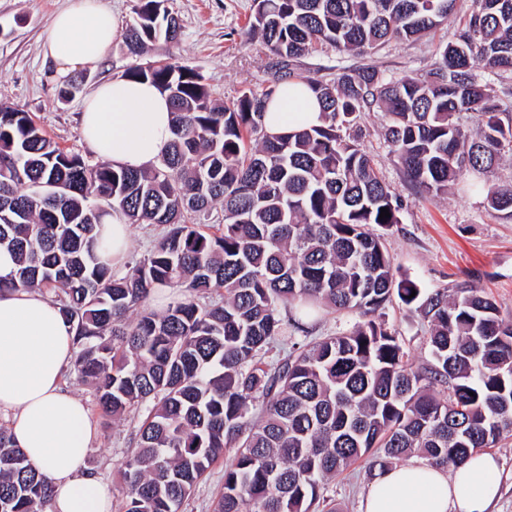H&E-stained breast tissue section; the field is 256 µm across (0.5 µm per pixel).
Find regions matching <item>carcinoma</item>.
I'll return each instance as SVG.
<instances>
[{"label": "carcinoma", "instance_id": "cac0c4a2", "mask_svg": "<svg viewBox=\"0 0 512 512\" xmlns=\"http://www.w3.org/2000/svg\"><path fill=\"white\" fill-rule=\"evenodd\" d=\"M164 2L137 0L121 50L137 57L178 41ZM454 4L253 0L247 35L277 57L264 92L217 104L198 72L167 57L127 70L173 105L170 143L148 170L91 163L29 112L0 104V249L16 262L0 291L54 293L74 331V371L97 405L140 417L118 512H181L227 452L214 512H336L324 486L361 459L370 477L411 454L457 467L512 439V320L467 282L449 295L397 277L372 226L401 222L400 195L361 148L359 126L361 114L386 112L384 140L411 189L444 194L466 173L480 188L512 156V112L495 89L512 80V0H472L419 76L388 79L364 64L324 81L293 67L323 45L364 56L393 38L419 40ZM476 56L497 83L475 73ZM295 83L313 92L325 122L271 136L268 104ZM462 112L477 126L461 124ZM485 200L512 219V181L488 186ZM216 202L224 224L208 233L202 218ZM114 211L163 227L122 275L96 240ZM159 288L172 300L157 312ZM395 297L429 325L432 363L422 370L380 320ZM323 311L361 320L310 340L304 321ZM284 337L289 353L268 360ZM51 499L47 477L0 426V512H44Z\"/></svg>", "mask_w": 512, "mask_h": 512}]
</instances>
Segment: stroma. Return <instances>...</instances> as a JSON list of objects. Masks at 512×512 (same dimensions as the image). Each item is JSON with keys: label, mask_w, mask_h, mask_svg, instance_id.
Masks as SVG:
<instances>
[{"label": "stroma", "mask_w": 512, "mask_h": 512, "mask_svg": "<svg viewBox=\"0 0 512 512\" xmlns=\"http://www.w3.org/2000/svg\"><path fill=\"white\" fill-rule=\"evenodd\" d=\"M64 4L65 0H0V103L25 109L61 148L89 159L93 152L78 122L83 100L101 82L122 77L133 60L112 50L101 67L77 71L78 91L61 98L63 83L53 78L51 66L43 61L41 36ZM252 5L253 0H168L181 25V37L173 46L157 44L153 53L169 55L174 63L199 72L217 102L232 101L247 89L262 92L270 84L276 59L260 41L246 37ZM470 5L471 0H456L444 28L422 41L393 39L365 58L325 46L298 59L295 67L302 75L323 80L335 77L338 68L364 61L389 77L422 74L462 25ZM385 123L381 110L364 113L361 146L401 196L400 223L375 229L399 275L431 291L472 282L496 300L503 316L512 318V220L489 211L484 195L464 191L459 184L438 196L425 197L408 189L381 135ZM383 320L404 344L413 368L426 367L427 322L398 301L384 309ZM64 384L86 403L96 429L87 466L111 485L114 503H121L126 492L121 464L136 450L137 422L103 415L91 388L75 373H65ZM369 482L364 466L356 464L330 479L324 494L338 512H359Z\"/></svg>", "instance_id": "obj_1"}]
</instances>
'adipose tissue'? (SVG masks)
<instances>
[{"mask_svg": "<svg viewBox=\"0 0 512 512\" xmlns=\"http://www.w3.org/2000/svg\"><path fill=\"white\" fill-rule=\"evenodd\" d=\"M119 26L103 0H68L54 17L43 52L58 78L95 69ZM306 85L283 86L269 105L266 128L278 134L323 124ZM168 99L147 81L99 84L82 105L85 140L101 159L150 168L171 138ZM74 361L73 333L58 302L36 289L0 292V411L8 432L52 488V512H112V490L88 469L94 427L82 399L64 390ZM503 467L483 451L452 469L408 462L376 471L360 512H493Z\"/></svg>", "mask_w": 512, "mask_h": 512, "instance_id": "1", "label": "adipose tissue"}]
</instances>
